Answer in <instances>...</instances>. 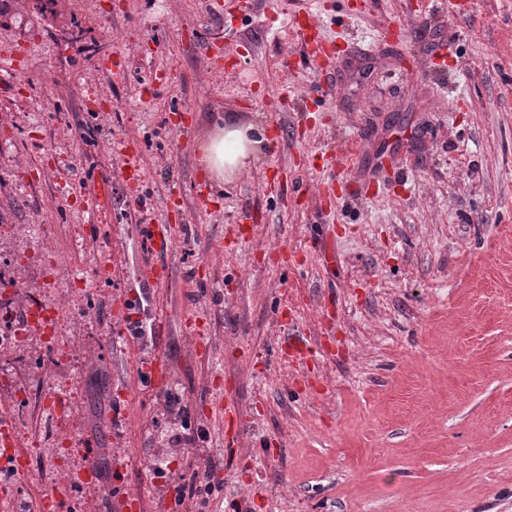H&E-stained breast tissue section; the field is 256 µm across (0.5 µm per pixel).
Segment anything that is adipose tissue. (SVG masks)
Wrapping results in <instances>:
<instances>
[{
	"instance_id": "1",
	"label": "adipose tissue",
	"mask_w": 512,
	"mask_h": 512,
	"mask_svg": "<svg viewBox=\"0 0 512 512\" xmlns=\"http://www.w3.org/2000/svg\"><path fill=\"white\" fill-rule=\"evenodd\" d=\"M196 161L216 184H224L258 160L259 141L254 126L235 120L217 118L195 144Z\"/></svg>"
}]
</instances>
